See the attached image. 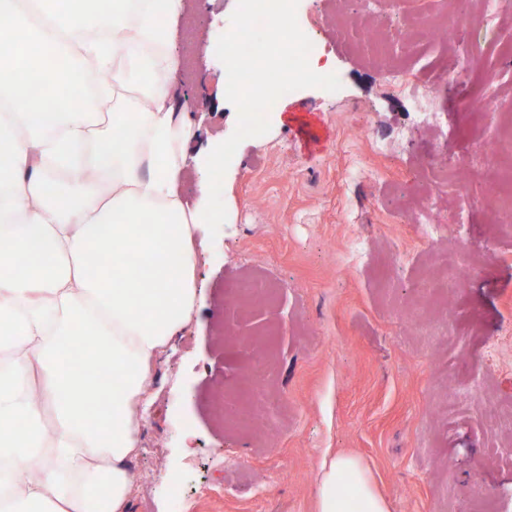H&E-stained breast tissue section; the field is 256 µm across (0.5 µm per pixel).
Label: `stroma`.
Returning a JSON list of instances; mask_svg holds the SVG:
<instances>
[{
  "label": "stroma",
  "instance_id": "stroma-1",
  "mask_svg": "<svg viewBox=\"0 0 512 512\" xmlns=\"http://www.w3.org/2000/svg\"><path fill=\"white\" fill-rule=\"evenodd\" d=\"M237 3L184 0L173 26L190 72L174 98L190 116L193 208L208 199L204 158L237 125L215 54ZM403 8L299 0L300 28L342 84L279 97L269 132L243 140L224 175L226 222L194 232L199 300L154 361L130 512H314L328 452L361 457L391 512H512V434L487 425L512 410V217L495 206L511 175L491 154L512 113V13L471 0L461 36L454 0H426L446 28L422 41ZM330 10L334 23L317 24ZM381 23L393 36L372 42ZM401 64L429 75L433 123L393 85ZM450 159L457 173L425 191ZM258 401L267 419L242 425Z\"/></svg>",
  "mask_w": 512,
  "mask_h": 512
}]
</instances>
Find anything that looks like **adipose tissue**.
I'll use <instances>...</instances> for the list:
<instances>
[{
  "instance_id": "1",
  "label": "adipose tissue",
  "mask_w": 512,
  "mask_h": 512,
  "mask_svg": "<svg viewBox=\"0 0 512 512\" xmlns=\"http://www.w3.org/2000/svg\"><path fill=\"white\" fill-rule=\"evenodd\" d=\"M60 3L0 0L13 48L0 56V512H128L154 360L198 301L192 228L224 214L182 200L185 115L167 90L145 84L146 112L74 109L93 71L112 72L96 101L114 98L116 61L134 49L178 73L182 0ZM69 337L84 338L87 361L61 347ZM315 510L390 512L352 453L323 456Z\"/></svg>"
}]
</instances>
